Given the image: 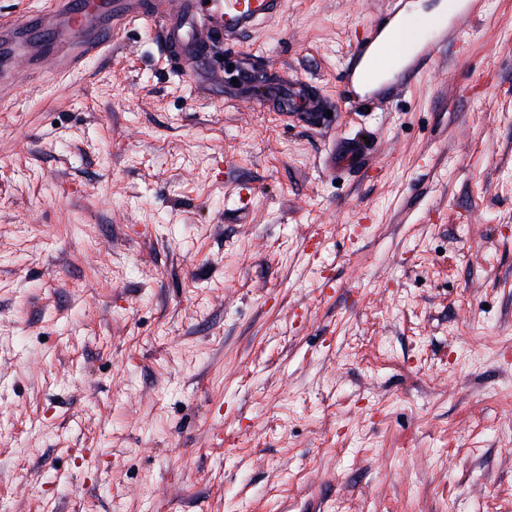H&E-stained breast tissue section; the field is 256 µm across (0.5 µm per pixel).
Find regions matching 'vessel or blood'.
Returning <instances> with one entry per match:
<instances>
[{
    "label": "vessel or blood",
    "mask_w": 512,
    "mask_h": 512,
    "mask_svg": "<svg viewBox=\"0 0 512 512\" xmlns=\"http://www.w3.org/2000/svg\"><path fill=\"white\" fill-rule=\"evenodd\" d=\"M479 3L455 0L448 19L437 25L438 36L419 43L411 38L409 18L398 10L376 18L367 37L354 47L355 65L341 73L343 89L371 91L373 81L386 67L378 48L390 34L400 38L404 63L400 75L402 81H409L436 58L444 33L469 22ZM284 5L285 0H46L38 14L0 19V90L37 74L46 45L33 37L36 29L52 30L63 43L60 72L65 75L99 56L116 33L144 22L151 26L171 70L199 80L209 71L216 47H224L226 61H233L240 36L277 19ZM266 100L282 110L303 113L309 120L327 109L313 85L285 78L269 85ZM360 154L357 142L343 139L334 148L333 163L350 165Z\"/></svg>",
    "instance_id": "1"
}]
</instances>
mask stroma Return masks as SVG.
<instances>
[{
    "label": "stroma",
    "instance_id": "35a3bbf8",
    "mask_svg": "<svg viewBox=\"0 0 512 512\" xmlns=\"http://www.w3.org/2000/svg\"><path fill=\"white\" fill-rule=\"evenodd\" d=\"M394 2L442 0H288L241 90L132 27L0 101V512H512V0L344 103ZM268 103L277 104L286 112H302V116L308 120L316 119L328 109L313 85L285 78L268 86L263 105ZM333 165L344 166L357 163L361 154V148L357 142L350 139H341L334 148Z\"/></svg>",
    "mask_w": 512,
    "mask_h": 512
}]
</instances>
